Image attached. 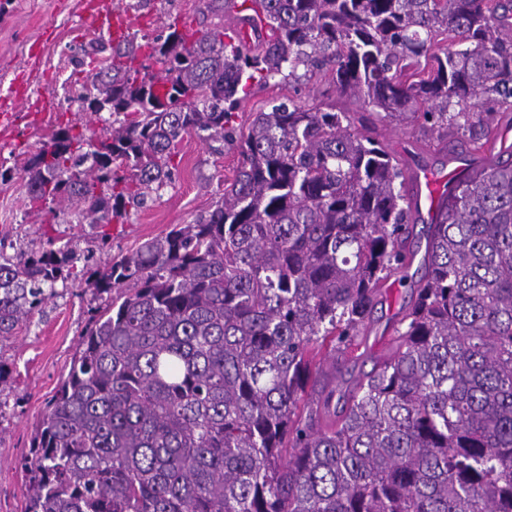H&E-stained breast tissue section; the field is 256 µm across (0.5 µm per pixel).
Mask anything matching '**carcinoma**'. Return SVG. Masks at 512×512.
Listing matches in <instances>:
<instances>
[{
	"instance_id": "carcinoma-1",
	"label": "carcinoma",
	"mask_w": 512,
	"mask_h": 512,
	"mask_svg": "<svg viewBox=\"0 0 512 512\" xmlns=\"http://www.w3.org/2000/svg\"><path fill=\"white\" fill-rule=\"evenodd\" d=\"M251 2L252 45L174 24L124 40L80 86L105 136L60 125L23 159L29 206H80L105 246L185 136L242 156L213 210L92 273L119 292L37 431L27 512H512V146L439 202L397 349L336 414L313 361L353 346L405 262L406 174L334 102L234 126L239 93L329 65L337 97L479 149L512 112V0ZM9 248L0 339L90 260L53 237Z\"/></svg>"
}]
</instances>
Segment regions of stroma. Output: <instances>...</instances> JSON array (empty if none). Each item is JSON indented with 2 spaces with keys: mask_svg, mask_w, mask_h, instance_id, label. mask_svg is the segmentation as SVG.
Instances as JSON below:
<instances>
[{
  "mask_svg": "<svg viewBox=\"0 0 512 512\" xmlns=\"http://www.w3.org/2000/svg\"><path fill=\"white\" fill-rule=\"evenodd\" d=\"M86 2L0 0V90L18 79L24 80L27 89L26 103L17 112L9 134L0 137L1 162L35 152L54 125L69 124L80 132L104 127L103 116L62 103L83 82L93 46H101L103 55L112 53L109 34L83 24L81 12ZM111 2L113 10L132 19L131 32L139 38L153 37L173 22L192 31L233 25L232 13L220 17L209 11V0ZM289 97L309 105L332 98L344 111L364 110L362 104L337 98L330 76L298 82L279 77L268 85L253 87L242 97L235 118L238 134L247 133L256 113ZM373 131L410 174L420 167L445 173L474 158L465 141H458L450 154L411 126L379 121ZM241 162L238 146L217 147L194 135L178 141L172 182L145 206L128 208L126 215L108 225L111 249L107 252L98 250L93 230L76 223L73 211H66L63 223L58 224L47 211L31 209L26 182L17 175L0 182V235H8L15 246L26 250L41 248L51 236L69 240L79 253L97 250L102 260L111 252L127 254L173 225L193 223L199 214L211 210ZM426 228L425 221L414 224L409 239L412 258L388 276L380 302L343 369L346 377L369 372L374 362L388 353L399 312L425 274ZM55 291L14 336L0 342V361L11 371L9 385L0 390V512H25L30 477L26 465L36 430L80 350L90 316L110 300L109 295L96 294L89 287L83 272L56 284Z\"/></svg>",
  "mask_w": 512,
  "mask_h": 512,
  "instance_id": "35a3bbf8",
  "label": "stroma"
}]
</instances>
